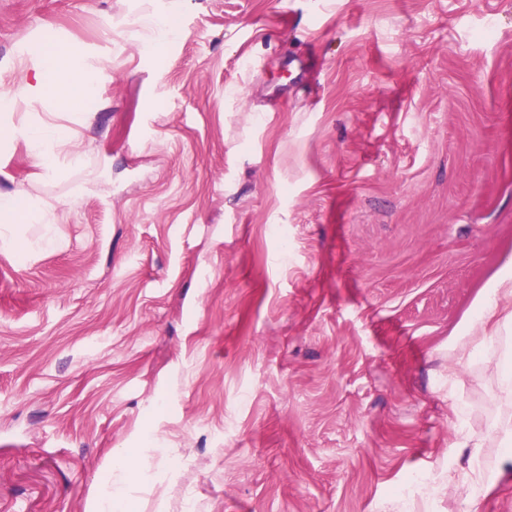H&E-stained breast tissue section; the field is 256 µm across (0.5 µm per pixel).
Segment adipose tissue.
I'll return each mask as SVG.
<instances>
[{"label": "adipose tissue", "mask_w": 512, "mask_h": 512, "mask_svg": "<svg viewBox=\"0 0 512 512\" xmlns=\"http://www.w3.org/2000/svg\"><path fill=\"white\" fill-rule=\"evenodd\" d=\"M36 62L33 80L26 84L25 94L50 98L57 106L77 110L84 100L90 98L97 84L98 73L81 69L77 60L81 53L74 47L58 42H42L33 51ZM23 138L31 156L49 174L58 176L66 169L79 167L81 155L72 150L69 129L46 122L16 125L0 123V143ZM42 225L44 234L38 242L39 248L53 246L49 233L52 224L50 209L35 206L24 192L0 195V241L19 246L17 237L19 220ZM512 325V310L506 311L492 329L479 336H464L455 346L458 362L469 364L476 350H494L498 353L496 373L498 396L491 408L493 425L488 439L463 436L461 445L470 451L468 476L475 489L486 490L488 480L480 465L481 452L486 442L502 447L512 446V338L503 336L502 330ZM140 464L137 449L131 448L119 455L112 465L108 492L100 495L93 504L92 512H128L129 505L123 490L130 475Z\"/></svg>", "instance_id": "adipose-tissue-1"}]
</instances>
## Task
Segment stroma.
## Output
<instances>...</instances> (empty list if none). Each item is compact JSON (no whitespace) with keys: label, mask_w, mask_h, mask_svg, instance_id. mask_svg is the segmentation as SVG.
Segmentation results:
<instances>
[{"label":"stroma","mask_w":512,"mask_h":512,"mask_svg":"<svg viewBox=\"0 0 512 512\" xmlns=\"http://www.w3.org/2000/svg\"><path fill=\"white\" fill-rule=\"evenodd\" d=\"M48 40L101 75L11 116L80 169L0 147L56 241L0 245V512H88L129 448L134 512H394L441 471L415 512H512V456L471 506L460 446L496 360L448 354L512 272V0H0V92ZM177 35L178 30L170 16L157 14L151 17L147 42L154 52L159 53L165 43ZM18 137L25 140L31 156L51 175H61L68 167L78 168L82 163L81 155L70 148L72 137L65 127L46 122L0 123L1 147ZM451 479L447 476L440 475L439 477H433L430 481L421 483L415 490V492L409 497H399L395 502V508L397 512H409L411 500L410 498L414 495H418L422 499H432L440 494H444L448 490V483Z\"/></svg>","instance_id":"35a3bbf8"}]
</instances>
